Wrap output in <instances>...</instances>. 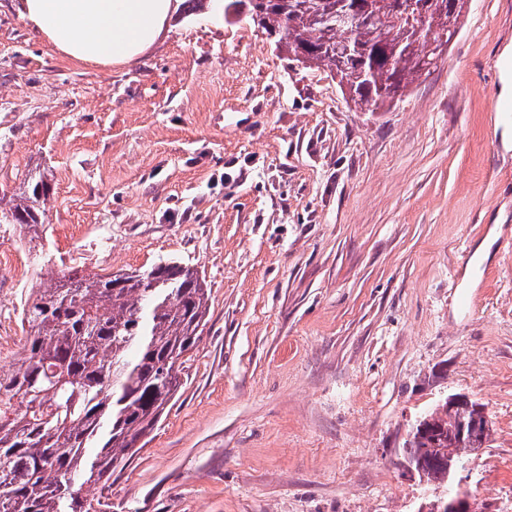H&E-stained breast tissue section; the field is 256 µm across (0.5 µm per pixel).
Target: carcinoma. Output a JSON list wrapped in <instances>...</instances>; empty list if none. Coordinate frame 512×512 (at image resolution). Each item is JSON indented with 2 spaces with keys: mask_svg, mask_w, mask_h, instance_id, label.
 <instances>
[{
  "mask_svg": "<svg viewBox=\"0 0 512 512\" xmlns=\"http://www.w3.org/2000/svg\"><path fill=\"white\" fill-rule=\"evenodd\" d=\"M337 0H267L260 25L287 52L338 80L354 108L390 107L435 64L466 0H370L353 27H326ZM51 185L29 173L0 191V222L36 232ZM209 290L176 262L107 275L64 274L30 298L26 336L0 368V512H87L81 490L105 484L140 450L182 386L183 356L201 341ZM474 404L443 402L412 428L405 454L418 476L451 483L492 424L460 436Z\"/></svg>",
  "mask_w": 512,
  "mask_h": 512,
  "instance_id": "carcinoma-1",
  "label": "carcinoma"
}]
</instances>
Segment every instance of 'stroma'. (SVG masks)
Masks as SVG:
<instances>
[{
	"mask_svg": "<svg viewBox=\"0 0 512 512\" xmlns=\"http://www.w3.org/2000/svg\"><path fill=\"white\" fill-rule=\"evenodd\" d=\"M215 11L180 9L138 61L93 68L0 0V184L38 170L53 188L38 238L0 224V347L74 270L177 262L210 291L169 412L82 490L89 512H421L447 490L406 472L402 444L455 393L493 423L463 489L512 512V0H469L386 112Z\"/></svg>",
	"mask_w": 512,
	"mask_h": 512,
	"instance_id": "stroma-1",
	"label": "stroma"
}]
</instances>
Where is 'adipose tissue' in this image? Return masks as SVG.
Wrapping results in <instances>:
<instances>
[{
  "instance_id": "obj_1",
  "label": "adipose tissue",
  "mask_w": 512,
  "mask_h": 512,
  "mask_svg": "<svg viewBox=\"0 0 512 512\" xmlns=\"http://www.w3.org/2000/svg\"><path fill=\"white\" fill-rule=\"evenodd\" d=\"M20 15L63 57L91 66L127 65L176 14L180 0H20Z\"/></svg>"
}]
</instances>
